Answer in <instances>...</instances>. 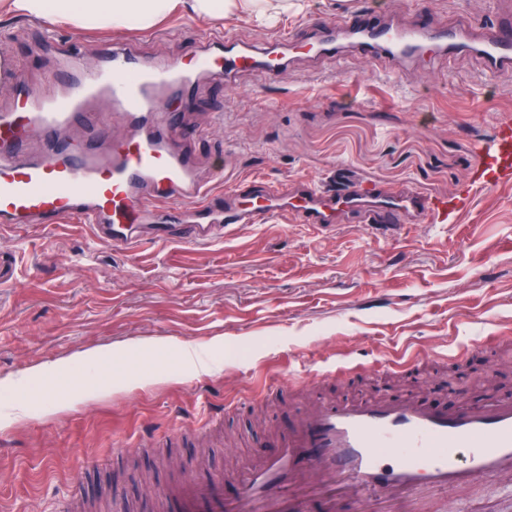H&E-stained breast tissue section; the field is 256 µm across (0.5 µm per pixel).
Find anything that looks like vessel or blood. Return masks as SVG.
Listing matches in <instances>:
<instances>
[{
	"mask_svg": "<svg viewBox=\"0 0 512 512\" xmlns=\"http://www.w3.org/2000/svg\"><path fill=\"white\" fill-rule=\"evenodd\" d=\"M488 11L490 21L471 23L422 13L406 21L359 8L312 37L278 36L270 52L228 41L190 62L145 60L102 41L96 71L51 75L55 89L48 94L17 86L10 109L0 113V223L54 227L75 220L121 249L137 244L147 224L156 241H168V225L153 221L155 200H202L211 195L212 181L223 178L219 172L210 181L200 178L188 146L176 139L181 116L169 104L188 98L198 77L228 86L249 73L273 80L304 51L317 61L357 54L382 74L424 54L468 56L489 81L512 73V0H489ZM75 124L86 130L83 143L66 140ZM36 134L44 149L31 159L24 148ZM486 157L482 186L512 178V126H501ZM231 197L230 204L197 209L180 241L205 243L282 210L296 223L320 226L347 217L388 226L448 220L445 201L411 187L348 182L335 192L312 181L277 188L247 178ZM505 471H512V400L432 408L411 398H374L314 405L298 414L279 436L276 454H254L236 473L235 497H225L219 477L185 479L172 497L179 512H309L315 497L328 503L327 512L346 498L408 507L419 488L445 494Z\"/></svg>",
	"mask_w": 512,
	"mask_h": 512,
	"instance_id": "vessel-or-blood-1",
	"label": "vessel or blood"
}]
</instances>
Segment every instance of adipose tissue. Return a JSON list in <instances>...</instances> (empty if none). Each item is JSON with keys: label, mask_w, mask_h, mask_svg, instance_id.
<instances>
[{"label": "adipose tissue", "mask_w": 512, "mask_h": 512, "mask_svg": "<svg viewBox=\"0 0 512 512\" xmlns=\"http://www.w3.org/2000/svg\"><path fill=\"white\" fill-rule=\"evenodd\" d=\"M180 7L205 21L234 11L258 17L279 12L269 0H0V13L111 32L151 28Z\"/></svg>", "instance_id": "ef3b65f1"}]
</instances>
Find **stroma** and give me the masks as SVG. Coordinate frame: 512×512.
Returning <instances> with one entry per match:
<instances>
[{"label": "stroma", "mask_w": 512, "mask_h": 512, "mask_svg": "<svg viewBox=\"0 0 512 512\" xmlns=\"http://www.w3.org/2000/svg\"><path fill=\"white\" fill-rule=\"evenodd\" d=\"M367 0H303L271 25L237 14L202 21L181 12L121 33L147 59L188 60L216 36L273 46ZM485 22L487 0H382ZM77 43L85 71L101 60V32L23 16L0 17V37L20 61L21 83L48 89L58 44ZM183 131L198 171H224L223 195L246 177L409 186L471 204L449 224L388 233L357 223L316 230L286 214L244 224L195 247L143 235L126 252L66 222L0 229V512H177L138 480L166 485L232 474L275 433L323 400L394 389L448 403L512 398V179L479 185V147L512 125V74L486 93L477 62L423 58L380 75L369 59L314 65L302 56L275 82L248 75L229 88L200 79ZM489 337L477 352L466 344ZM458 351L460 369L431 350ZM106 349L108 363L80 360ZM411 360V373L392 363ZM302 384L278 395L288 373ZM203 431L165 444L168 429ZM512 512V474L478 479L427 500L426 512Z\"/></svg>", "instance_id": "obj_1"}]
</instances>
